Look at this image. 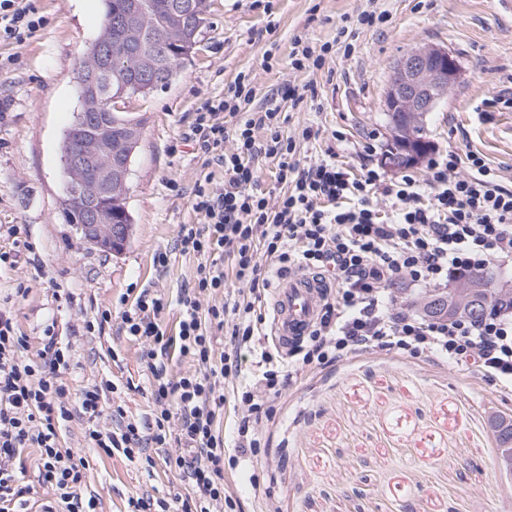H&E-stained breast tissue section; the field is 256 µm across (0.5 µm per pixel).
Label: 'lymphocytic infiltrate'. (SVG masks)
Instances as JSON below:
<instances>
[{"mask_svg": "<svg viewBox=\"0 0 512 512\" xmlns=\"http://www.w3.org/2000/svg\"><path fill=\"white\" fill-rule=\"evenodd\" d=\"M385 13L359 8L354 25L338 28L334 42L313 48L294 37L293 70L322 69L334 45L353 51L354 28L384 23ZM39 17L23 0H0V42L36 30ZM278 104L255 109V89L238 76L223 98L198 113L193 135L204 153L224 169L222 188L196 185L191 205L198 224L180 225L182 253L201 256L194 285L178 300L176 335H167L161 316L164 294L142 290L122 311L127 335L142 344L155 409L136 420L116 411L112 428H93L98 451L120 455L135 468L164 466L186 491L181 512H246L237 489L225 485V470L249 472L261 459L262 431L274 419L287 386L299 376L363 352L425 357L466 368L512 392V315L501 310L479 321L419 315L399 306L389 287H447L449 281L512 264V190L477 152L436 154L428 178L412 167L386 177L381 166L360 173L338 164L335 150L300 167L298 139L284 135L281 103L307 102L306 89L286 84ZM232 150H225V141ZM275 160L285 190L276 199L254 193V161ZM232 267L239 289L226 288ZM300 270L331 272L335 288L324 301L308 336L282 352L266 331L262 299L274 279ZM223 294L222 304L203 307L205 295ZM193 364L172 374L171 350ZM25 338L8 311L0 309V512H26L27 487L13 460L38 449L41 484L64 505L63 512H93L82 487L89 462L61 447L59 427L80 408L96 419L104 390L85 389L71 402L60 377L68 356L48 339L39 360L25 354ZM232 387L240 410L233 438L218 425L224 389Z\"/></svg>", "mask_w": 512, "mask_h": 512, "instance_id": "obj_1", "label": "lymphocytic infiltrate"}]
</instances>
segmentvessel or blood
Segmentation results:
<instances>
[{
    "label": "vessel or blood",
    "mask_w": 512,
    "mask_h": 512,
    "mask_svg": "<svg viewBox=\"0 0 512 512\" xmlns=\"http://www.w3.org/2000/svg\"><path fill=\"white\" fill-rule=\"evenodd\" d=\"M329 283L315 273L283 279L274 291L271 334L281 349H289L309 333Z\"/></svg>",
    "instance_id": "vessel-or-blood-1"
}]
</instances>
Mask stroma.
Returning a JSON list of instances; mask_svg holds the SVG:
<instances>
[{
  "mask_svg": "<svg viewBox=\"0 0 512 512\" xmlns=\"http://www.w3.org/2000/svg\"><path fill=\"white\" fill-rule=\"evenodd\" d=\"M208 20L193 54L165 87L131 100L142 121L131 163L127 206L132 235L120 253L81 237L63 212L61 148L78 109L75 72L99 36L102 0H29L42 24L0 43V253L16 257L0 268V305L9 307L37 359L43 329L54 324L69 364L61 377L71 399L103 381L116 392L102 400L96 422L74 415L61 444L88 458L87 492L96 512H126L135 492L169 498L179 491L163 466L153 474L120 456L92 453L90 425L108 427L115 407L146 419L153 408L139 342L125 336L119 313L142 289L164 292L163 316L176 334L182 289L192 287L197 257L176 249L179 225L200 223L191 207L197 183L221 185L224 171L197 150L189 135L197 112L222 98L247 74L256 104L277 87L314 86L323 107H284L285 134L300 138L298 158L309 166L327 148L360 170L365 145L380 164L386 139L384 91L399 60L426 43L448 48L461 75L428 119L433 150L480 152L512 189V108L490 107L512 83V16L496 0H380L385 23L358 30L350 55L333 53L319 70L294 71V36L313 47L332 40L360 0H208ZM273 51V65L263 60ZM318 138L302 140L304 128ZM19 234H9L11 226ZM169 255L158 269L156 253ZM26 287L25 297L15 290ZM111 310L103 330L86 322ZM512 418V395L471 371L395 355L360 353L308 374L293 385L270 423L266 455L255 466L270 497L249 500L250 512H512V473H501L492 415Z\"/></svg>",
  "mask_w": 512,
  "mask_h": 512,
  "instance_id": "stroma-1",
  "label": "stroma"
}]
</instances>
